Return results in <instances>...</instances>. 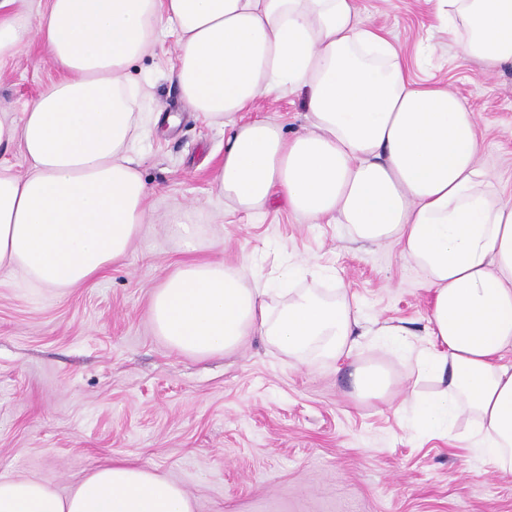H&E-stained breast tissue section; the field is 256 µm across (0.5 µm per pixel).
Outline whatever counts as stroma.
<instances>
[{
  "instance_id": "1",
  "label": "stroma",
  "mask_w": 512,
  "mask_h": 512,
  "mask_svg": "<svg viewBox=\"0 0 512 512\" xmlns=\"http://www.w3.org/2000/svg\"><path fill=\"white\" fill-rule=\"evenodd\" d=\"M362 18L400 43L410 80H438L475 112L482 167L512 194V66L486 74L445 33L427 34V0H357ZM427 35L429 54L416 38ZM168 35L136 61L134 110L151 135L135 143L151 190L153 223L127 255L76 288H34L0 269V479L24 478L67 495L96 467L130 457L179 484L194 512H512V476L446 438L411 428L412 393L434 390L412 357L391 353L374 328L427 341L431 293L397 246L354 240L339 224H308L285 209L256 218L219 195L224 122L185 107L168 78ZM60 76L32 40L0 62V117ZM175 114L167 127L157 115ZM254 117L286 134L308 125L303 93L259 101ZM197 225L199 257L271 285L285 268L314 273L298 285L339 287L358 301L371 335L348 359L309 350L289 358L260 336L230 353L171 350L147 315L154 288L188 255L168 226ZM380 365L400 392L356 398L355 367Z\"/></svg>"
}]
</instances>
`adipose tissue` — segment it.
<instances>
[{
	"mask_svg": "<svg viewBox=\"0 0 512 512\" xmlns=\"http://www.w3.org/2000/svg\"><path fill=\"white\" fill-rule=\"evenodd\" d=\"M24 0H0V61L39 38L62 73L0 118V148L20 145L26 174L0 162V268L34 287L73 288L125 257L146 224L150 191L131 143L130 66L174 29L170 79L195 112L223 120L213 181L239 208L275 205L310 224H344L365 243L393 241L433 290L419 372L439 389L416 400L410 425L453 436L512 474V195L479 166L477 119L438 84H413L399 47L362 20L356 0H49L36 25ZM433 30L460 37L485 71L512 65V0H429ZM302 91L309 125L286 135L271 119L240 120L255 102ZM247 283L220 260L178 265L148 316L174 351L208 357L259 334L289 357L337 359L361 317L346 292ZM0 512H193L175 482L115 461L67 496L0 479Z\"/></svg>",
	"mask_w": 512,
	"mask_h": 512,
	"instance_id": "adipose-tissue-1",
	"label": "adipose tissue"
}]
</instances>
